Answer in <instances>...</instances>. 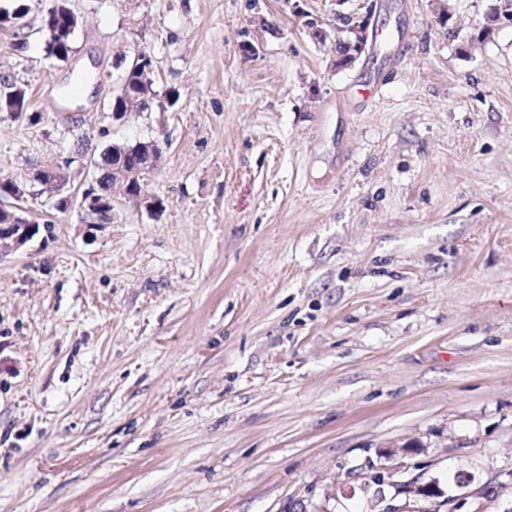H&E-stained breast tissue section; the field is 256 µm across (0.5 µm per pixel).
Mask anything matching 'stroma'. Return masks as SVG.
<instances>
[{
    "mask_svg": "<svg viewBox=\"0 0 512 512\" xmlns=\"http://www.w3.org/2000/svg\"><path fill=\"white\" fill-rule=\"evenodd\" d=\"M72 69L137 50L164 112L113 125L117 85L50 66L27 0L0 75V179L159 140L144 192L89 227L27 202L0 253V512H370L393 485L512 501V26L488 0H372L373 52L336 70L289 0H69ZM409 454H394L397 446ZM390 457H381V450ZM380 471L384 483L371 481ZM484 18L482 28L491 27V31L498 29L502 24L512 23V0H493V4ZM494 19L491 20L489 17ZM29 88L26 84L18 82L12 77H0V112H7L17 107L24 108L29 112L28 107ZM25 112H16L10 115L16 121L24 122L34 119L32 115ZM19 211L24 207L19 204L12 209L0 207V253L3 248L18 249L32 237L34 224L22 216Z\"/></svg>",
    "mask_w": 512,
    "mask_h": 512,
    "instance_id": "obj_1",
    "label": "stroma"
}]
</instances>
